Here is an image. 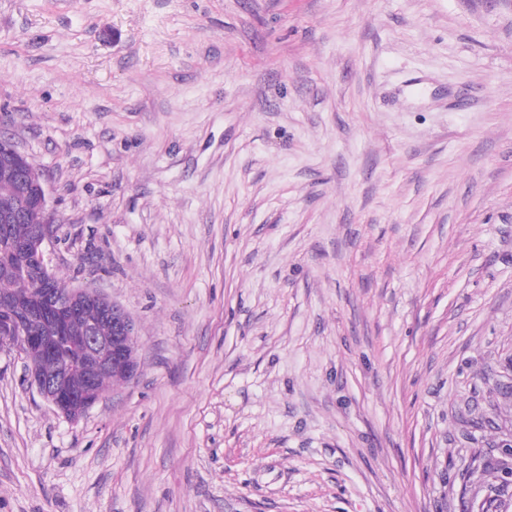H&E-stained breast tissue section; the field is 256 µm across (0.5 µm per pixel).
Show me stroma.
Listing matches in <instances>:
<instances>
[{"label": "stroma", "instance_id": "35a3bbf8", "mask_svg": "<svg viewBox=\"0 0 512 512\" xmlns=\"http://www.w3.org/2000/svg\"><path fill=\"white\" fill-rule=\"evenodd\" d=\"M0 135L139 364L0 512H512V0H0Z\"/></svg>", "mask_w": 512, "mask_h": 512}]
</instances>
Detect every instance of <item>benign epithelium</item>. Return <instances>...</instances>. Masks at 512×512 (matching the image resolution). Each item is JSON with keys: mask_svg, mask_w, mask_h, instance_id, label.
Wrapping results in <instances>:
<instances>
[{"mask_svg": "<svg viewBox=\"0 0 512 512\" xmlns=\"http://www.w3.org/2000/svg\"><path fill=\"white\" fill-rule=\"evenodd\" d=\"M43 217L32 237L26 242V253L41 280L40 303L29 309L28 315L43 317L57 313L68 320L80 318L88 305L97 307L101 316L112 321V335L31 336L28 344L37 348L42 363L33 365L28 376L38 393L65 419L75 421L100 399L96 390L98 374L108 372L124 381H131L137 373L134 347L135 323L120 305L104 294L85 288H61L51 273L50 259L45 244L54 236L53 217L47 204L44 182L28 188ZM25 332L23 320L16 316L0 320V339L10 340ZM78 364L85 383L76 387L70 380L69 369Z\"/></svg>", "mask_w": 512, "mask_h": 512, "instance_id": "obj_1", "label": "benign epithelium"}]
</instances>
